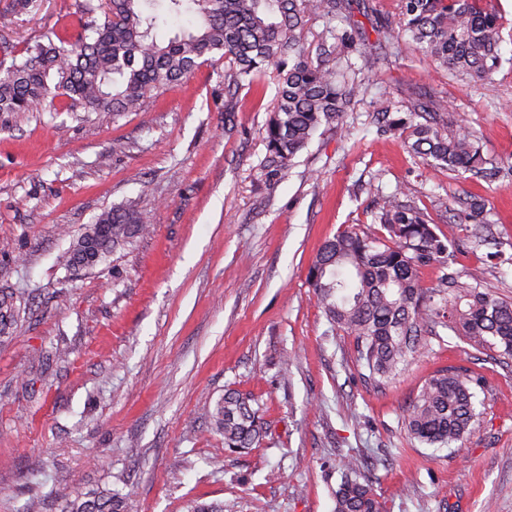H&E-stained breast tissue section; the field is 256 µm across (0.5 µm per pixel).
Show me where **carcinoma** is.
Wrapping results in <instances>:
<instances>
[{
  "label": "carcinoma",
  "mask_w": 512,
  "mask_h": 512,
  "mask_svg": "<svg viewBox=\"0 0 512 512\" xmlns=\"http://www.w3.org/2000/svg\"><path fill=\"white\" fill-rule=\"evenodd\" d=\"M399 30L417 50L440 66L480 80H490L500 58L502 28L493 9L479 0H399ZM163 7L192 13L194 24L168 41L153 32ZM348 0H105L103 21L83 25L73 42L67 30H54L28 46L17 59L13 46L0 45V113L43 112L48 99L62 108L109 114L137 112L152 93L175 84L199 66L219 57L224 96L230 100L271 75L277 92L265 127L267 162L288 170L322 126L339 121L355 96L340 69L336 44L321 40L315 58L305 47L307 21L345 17ZM439 100L419 102L408 117H394L387 106L377 112L385 132L398 131L408 151L451 173H479L486 164L476 135L461 125L444 130L422 113L444 111ZM379 231H341L327 239L309 269V281L328 321L355 339L358 365L375 386L390 384L427 350V335L449 328L478 349L512 357V302L502 299L464 271H452L441 287L420 284V267L438 260L461 242L441 238L420 208L394 194L382 200L374 218ZM151 225L134 205L103 212L64 256L70 268L89 266L83 251L98 236L97 261L150 233ZM467 299L440 313L435 298L448 294ZM24 296L0 289V343L12 339L26 311ZM482 378L449 366L422 386L405 419L407 434L434 448H460L477 418V390ZM253 399L228 389L210 412L213 430L233 450L251 449L263 434L260 409ZM368 462L357 455L342 458L343 480L334 512H381ZM132 491H101L68 497L60 512H127Z\"/></svg>",
  "instance_id": "cac0c4a2"
}]
</instances>
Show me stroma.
<instances>
[{"instance_id": "35a3bbf8", "label": "stroma", "mask_w": 512, "mask_h": 512, "mask_svg": "<svg viewBox=\"0 0 512 512\" xmlns=\"http://www.w3.org/2000/svg\"><path fill=\"white\" fill-rule=\"evenodd\" d=\"M79 0H35L0 27L16 51L51 29L78 37ZM501 67L479 81L437 67L406 34L387 38L399 0H349V20L315 17L306 43L351 32L340 54L357 88L342 123L320 129L286 175L265 167L274 81L224 104L209 62L139 112L0 113V288L26 322L0 345V512L39 495L59 512L74 489L133 488L129 512H333L339 463H374L382 512H512V359L439 329L388 386L362 379L352 336L329 324L307 280L323 242L372 227L399 194L455 229L456 269L512 300V0ZM376 66H368V59ZM447 102L497 167L457 179L382 132L380 105ZM484 200L487 221L467 218ZM137 202L150 235L90 268L62 257L98 216ZM64 358L54 359L55 350ZM482 376L462 450L408 437L407 410L437 370ZM235 389L257 399L259 446L232 451L208 410Z\"/></svg>"}]
</instances>
